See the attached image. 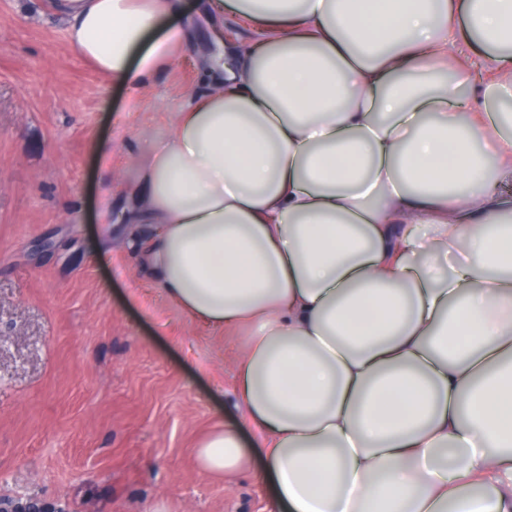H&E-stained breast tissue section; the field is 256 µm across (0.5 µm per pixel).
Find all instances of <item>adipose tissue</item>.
I'll return each mask as SVG.
<instances>
[{"instance_id": "adipose-tissue-1", "label": "adipose tissue", "mask_w": 512, "mask_h": 512, "mask_svg": "<svg viewBox=\"0 0 512 512\" xmlns=\"http://www.w3.org/2000/svg\"><path fill=\"white\" fill-rule=\"evenodd\" d=\"M130 87L177 0H57ZM213 89L134 171L159 288L251 324L235 394L281 512H512V0H209ZM475 41L489 75L447 61ZM205 470L249 456L235 426Z\"/></svg>"}]
</instances>
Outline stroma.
<instances>
[{"mask_svg":"<svg viewBox=\"0 0 512 512\" xmlns=\"http://www.w3.org/2000/svg\"><path fill=\"white\" fill-rule=\"evenodd\" d=\"M176 24L196 68L131 89L68 39L55 0H0V497L49 512H275L261 449L228 479L196 447L256 431L234 393L247 328L210 330L158 288L130 244L131 176L208 91L207 0Z\"/></svg>","mask_w":512,"mask_h":512,"instance_id":"obj_1","label":"stroma"}]
</instances>
